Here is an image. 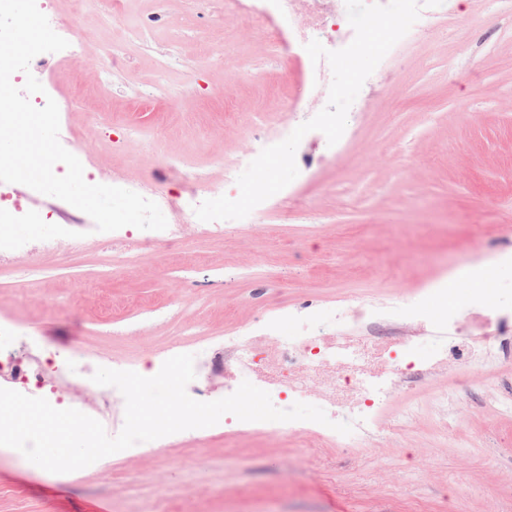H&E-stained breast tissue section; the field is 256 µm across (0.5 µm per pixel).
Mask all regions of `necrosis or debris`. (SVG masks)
I'll return each instance as SVG.
<instances>
[{"label":"necrosis or debris","mask_w":512,"mask_h":512,"mask_svg":"<svg viewBox=\"0 0 512 512\" xmlns=\"http://www.w3.org/2000/svg\"><path fill=\"white\" fill-rule=\"evenodd\" d=\"M36 3L69 46L36 56L29 72L40 75L57 67L71 81H80L83 72L78 63L84 58L80 7L74 4L65 11L60 0ZM240 12L246 13L253 31L287 55L314 39L343 47L354 38L345 0H224L223 16ZM257 155L253 149L225 162L220 180L212 179L203 168L192 169L189 178L197 189L182 205L186 217L194 218L195 206L204 200L222 195L237 198L236 179ZM265 319L280 325V332L253 330L243 336H225L224 372L232 383L224 392L232 394L236 383L247 380L267 391L277 408L308 403L324 409L332 422L352 424L348 435L311 421L262 425L279 436H308L320 449L361 448L407 430L423 415L424 406L406 402L396 419H389L388 412L400 395L411 393L435 373L512 356V343L501 335V320L494 318L490 306L476 300L451 305L433 331L419 322L412 302L403 308L353 303L338 309L334 327L327 329L316 326L304 305L292 311L270 308ZM10 342V337L0 335V372L17 374L28 395L60 404V397L46 383L47 367L16 361L8 351Z\"/></svg>","instance_id":"1"}]
</instances>
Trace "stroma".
Returning a JSON list of instances; mask_svg holds the SVG:
<instances>
[{
    "mask_svg": "<svg viewBox=\"0 0 512 512\" xmlns=\"http://www.w3.org/2000/svg\"><path fill=\"white\" fill-rule=\"evenodd\" d=\"M159 7L155 38L131 37L130 17ZM126 10L112 21L99 0L82 6L89 49L111 39L116 70L88 71L78 87L48 77L69 104L59 139L95 183L111 184L117 166L128 188L186 195L162 153L197 164L234 154L260 114L308 96L302 62L248 73L265 48L244 22L217 30V2L203 14L191 0H127ZM205 40L222 66L201 61ZM172 46L178 54L160 70ZM378 70L345 137L301 140L306 165L274 200L290 213L285 223L259 211L216 236L187 228L180 246L130 251L97 237L72 205L17 185L23 204L49 212L65 248L42 251L44 236L33 233L27 250L0 257V317L24 330V361L44 351L78 357L60 388L108 429L111 411L84 388L97 367L146 370L176 346L218 352L226 333L255 325L271 305L313 303L331 322L356 299L400 303L448 282L451 266L479 263L480 245L512 244V0H455L429 35L397 45ZM141 89L145 105L129 110ZM129 124L142 138L127 145ZM443 389L457 396L469 451L443 444L428 415L375 446L329 451L219 423L64 474L0 448V512H512V415L495 409L512 395V362L436 375L412 397L425 403Z\"/></svg>",
    "mask_w": 512,
    "mask_h": 512,
    "instance_id": "35a3bbf8",
    "label": "stroma"
}]
</instances>
